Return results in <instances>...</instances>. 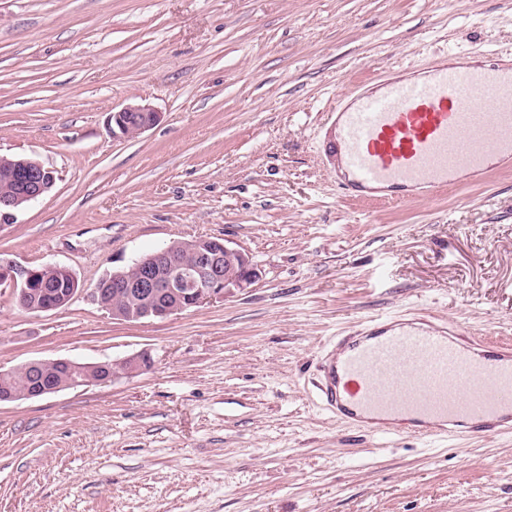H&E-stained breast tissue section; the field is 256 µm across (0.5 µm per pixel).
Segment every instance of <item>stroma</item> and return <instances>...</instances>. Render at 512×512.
<instances>
[{"instance_id":"stroma-1","label":"stroma","mask_w":512,"mask_h":512,"mask_svg":"<svg viewBox=\"0 0 512 512\" xmlns=\"http://www.w3.org/2000/svg\"><path fill=\"white\" fill-rule=\"evenodd\" d=\"M512 49V0H0V155L52 189L0 257L82 287L174 240L259 271L164 319L0 285V369L152 367L0 404V512H512V434L427 444L336 421L315 381L365 317L512 345V170L413 203L359 200L325 153L337 93L395 66ZM159 122L112 134L126 104Z\"/></svg>"}]
</instances>
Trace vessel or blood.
Returning a JSON list of instances; mask_svg holds the SVG:
<instances>
[{"instance_id": "1", "label": "vessel or blood", "mask_w": 512, "mask_h": 512, "mask_svg": "<svg viewBox=\"0 0 512 512\" xmlns=\"http://www.w3.org/2000/svg\"><path fill=\"white\" fill-rule=\"evenodd\" d=\"M330 117L326 152L350 196L415 202L480 185L512 167V61L462 68L437 57L337 99ZM321 372L325 408L382 437L512 431V352L423 319L364 321L338 337Z\"/></svg>"}]
</instances>
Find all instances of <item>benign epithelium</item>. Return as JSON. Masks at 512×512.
Here are the masks:
<instances>
[{"label":"benign epithelium","instance_id":"obj_1","mask_svg":"<svg viewBox=\"0 0 512 512\" xmlns=\"http://www.w3.org/2000/svg\"><path fill=\"white\" fill-rule=\"evenodd\" d=\"M160 114L149 105L129 104L112 114L115 135L129 137L153 126ZM9 170V176L24 186V191L0 190V223L9 224L21 203H31L48 192L55 183L54 171L31 158L19 160L0 156V166ZM45 265L42 270L0 259V284L12 287L16 298L23 299L35 292V286L48 287L38 282L41 271L54 270ZM134 277L123 271L112 273V285L129 284L126 291L136 311L120 310L97 298V289L90 291L93 301L112 315V318L136 321L167 316L198 307L212 300L232 297L251 287L258 279V271L251 257L210 237L191 241H174L131 264ZM151 356L142 351L125 358L119 364L110 362L82 364L70 359L32 361L19 371L32 379L26 388L7 389L0 393V403L37 398L63 389L90 384H104L150 368ZM48 367L63 374L57 383H46L40 373Z\"/></svg>","mask_w":512,"mask_h":512}]
</instances>
